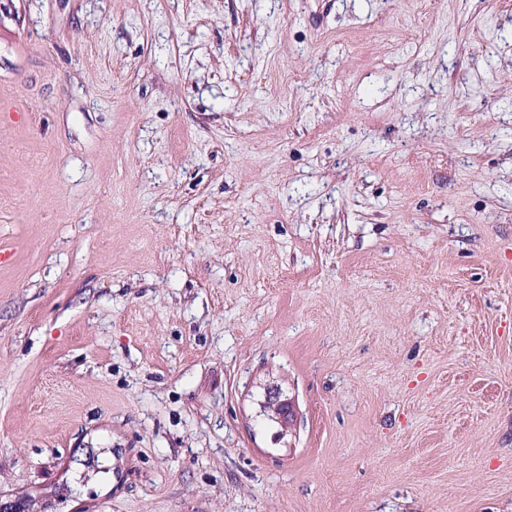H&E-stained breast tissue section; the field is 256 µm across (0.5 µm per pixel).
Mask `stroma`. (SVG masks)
Masks as SVG:
<instances>
[{"label": "stroma", "mask_w": 512, "mask_h": 512, "mask_svg": "<svg viewBox=\"0 0 512 512\" xmlns=\"http://www.w3.org/2000/svg\"><path fill=\"white\" fill-rule=\"evenodd\" d=\"M0 103V503L512 512V0H0ZM261 413L279 426L274 439L280 440L297 425L298 411L293 398L284 395L279 388H268L265 399L261 402Z\"/></svg>", "instance_id": "stroma-1"}]
</instances>
